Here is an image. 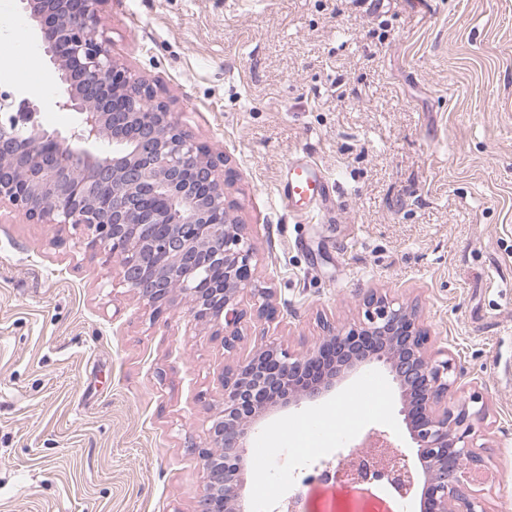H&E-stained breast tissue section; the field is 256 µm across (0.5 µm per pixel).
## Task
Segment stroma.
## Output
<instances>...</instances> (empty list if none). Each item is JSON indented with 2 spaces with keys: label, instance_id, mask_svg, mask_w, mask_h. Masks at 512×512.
Masks as SVG:
<instances>
[{
  "label": "stroma",
  "instance_id": "obj_1",
  "mask_svg": "<svg viewBox=\"0 0 512 512\" xmlns=\"http://www.w3.org/2000/svg\"><path fill=\"white\" fill-rule=\"evenodd\" d=\"M113 57L149 83L235 172L259 282L280 317L249 314L233 350L185 303L160 318L83 230L0 205V512H194L198 455L224 408V370L274 342L311 350L362 315L370 289L416 306L430 351L461 367L449 404L481 391L468 487L512 512V0H106ZM0 89L70 135L36 23L0 0ZM313 159L338 184L321 221L275 191ZM398 385L355 367L315 401L255 427L299 465L250 463L247 497L283 499L312 471L383 432L415 455ZM333 438L307 441L312 421Z\"/></svg>",
  "mask_w": 512,
  "mask_h": 512
}]
</instances>
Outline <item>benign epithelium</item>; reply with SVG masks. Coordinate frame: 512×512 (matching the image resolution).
I'll return each mask as SVG.
<instances>
[{
  "mask_svg": "<svg viewBox=\"0 0 512 512\" xmlns=\"http://www.w3.org/2000/svg\"><path fill=\"white\" fill-rule=\"evenodd\" d=\"M105 2L21 0L64 87L56 106L76 112L79 128L61 137L34 122L25 134L37 105L26 98L17 107L12 94L0 92V109L16 107L0 122V203L35 224L83 227L87 246L112 259L121 283L154 316L181 296L231 349L247 315L244 291H251L259 320L273 323L280 314L272 289L256 282L254 244L226 196L235 174L182 129L153 87L113 59L99 21ZM363 306L362 320L328 329L305 354L269 343L224 371V413L213 421L210 446L198 451L208 484L196 512H246L240 477L262 410L316 399L364 360L383 363L400 387L422 394L407 423L418 464L398 448H355L337 458L343 481L385 485L400 498L420 485L426 512H488L465 484L468 465L477 461L473 433L485 413L482 393L448 407L460 368L448 352L428 351L418 309L377 291ZM317 472L289 494L282 512H295Z\"/></svg>",
  "mask_w": 512,
  "mask_h": 512,
  "instance_id": "7a95c632",
  "label": "benign epithelium"
}]
</instances>
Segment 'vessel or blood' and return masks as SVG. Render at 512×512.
<instances>
[{
	"label": "vessel or blood",
	"instance_id": "vessel-or-blood-1",
	"mask_svg": "<svg viewBox=\"0 0 512 512\" xmlns=\"http://www.w3.org/2000/svg\"><path fill=\"white\" fill-rule=\"evenodd\" d=\"M334 188V182L323 175L315 163L304 162L288 167L277 194L301 221L306 222L321 214Z\"/></svg>",
	"mask_w": 512,
	"mask_h": 512
}]
</instances>
